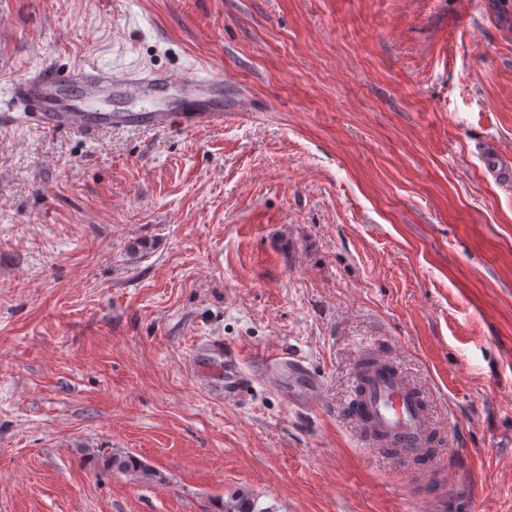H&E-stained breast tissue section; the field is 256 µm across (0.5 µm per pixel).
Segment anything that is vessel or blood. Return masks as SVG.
Instances as JSON below:
<instances>
[{"label":"vessel or blood","instance_id":"obj_1","mask_svg":"<svg viewBox=\"0 0 512 512\" xmlns=\"http://www.w3.org/2000/svg\"><path fill=\"white\" fill-rule=\"evenodd\" d=\"M136 87L151 97L174 96L171 107L103 111L90 107L88 92L110 88ZM15 100L22 109L20 124L47 132L66 131L92 134L104 129L164 131L172 126L197 130L224 120V76L219 72L203 75H173L166 71L120 73L108 69L73 67L61 72L45 69L25 81ZM224 400L243 401L253 384L266 382L280 387L283 379L302 381V389H289L288 399L311 407L318 403L321 390L311 380L302 360L279 351H270L256 360L255 370H246L242 355L223 348ZM360 388L354 405L370 442L394 449L408 463L424 462L418 475L430 481L443 468L428 455L431 418L423 394L394 367L392 362L372 359L357 372Z\"/></svg>","mask_w":512,"mask_h":512}]
</instances>
